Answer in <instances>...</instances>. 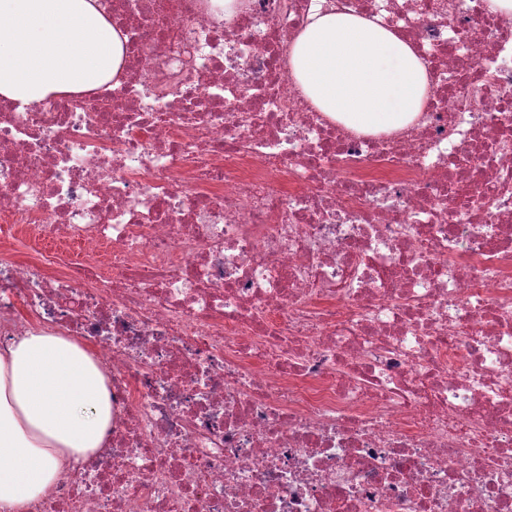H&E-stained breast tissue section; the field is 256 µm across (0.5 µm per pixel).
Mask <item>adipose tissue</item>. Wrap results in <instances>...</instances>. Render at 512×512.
<instances>
[{
  "label": "adipose tissue",
  "instance_id": "obj_1",
  "mask_svg": "<svg viewBox=\"0 0 512 512\" xmlns=\"http://www.w3.org/2000/svg\"><path fill=\"white\" fill-rule=\"evenodd\" d=\"M124 39L98 0H0V97L25 103L113 80ZM288 68L320 111L360 132L394 131L428 91L413 49L370 20L326 9L288 52ZM112 427L107 376L86 344L30 329L0 349V512L56 486L62 471L102 448Z\"/></svg>",
  "mask_w": 512,
  "mask_h": 512
}]
</instances>
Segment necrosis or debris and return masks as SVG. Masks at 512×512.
Listing matches in <instances>:
<instances>
[{"label":"necrosis or debris","instance_id":"1","mask_svg":"<svg viewBox=\"0 0 512 512\" xmlns=\"http://www.w3.org/2000/svg\"><path fill=\"white\" fill-rule=\"evenodd\" d=\"M330 2L422 60L407 128L302 95L320 0H99L118 83L0 99V345L83 337L112 400L20 512H512V16Z\"/></svg>","mask_w":512,"mask_h":512}]
</instances>
